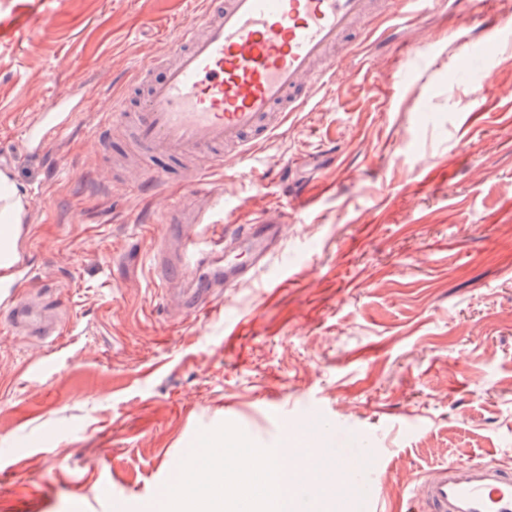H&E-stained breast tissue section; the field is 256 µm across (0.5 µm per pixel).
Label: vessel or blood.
<instances>
[{
	"label": "vessel or blood",
	"instance_id": "b4317fda",
	"mask_svg": "<svg viewBox=\"0 0 512 512\" xmlns=\"http://www.w3.org/2000/svg\"><path fill=\"white\" fill-rule=\"evenodd\" d=\"M379 5L380 0H211L168 39L154 69L131 73V83L146 89L138 111L109 107L100 115L97 136L108 141L114 127L132 124L141 149L183 161L187 186L204 183L223 169L225 154L250 160L292 113L304 111L332 83L340 62L336 48ZM167 183L160 167L138 172L139 193L157 194ZM196 221L218 225L212 246L186 234L178 264L157 260L155 273L164 296L171 280L184 282L176 310L197 318L266 265L283 226L267 215L245 224L225 222L219 195ZM240 248L249 253V262L237 261ZM219 258L224 269L215 270L213 287H193L200 268L213 267ZM0 303L30 321L41 336L52 332V316L32 315L15 289L0 290ZM374 461L364 447L337 450L331 465L343 477L338 495L376 502L370 479ZM414 494L427 512H512V468L491 462L443 465Z\"/></svg>",
	"mask_w": 512,
	"mask_h": 512
}]
</instances>
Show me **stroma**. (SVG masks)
<instances>
[{"label":"stroma","instance_id":"35a3bbf8","mask_svg":"<svg viewBox=\"0 0 512 512\" xmlns=\"http://www.w3.org/2000/svg\"><path fill=\"white\" fill-rule=\"evenodd\" d=\"M200 6L0 0V167L29 204L11 284L62 311L35 345L0 308V512H161L198 431L276 449L315 412L344 428L328 447L373 441L391 512L439 464L512 465V40L485 68L467 53L512 26V0L356 30L311 108L194 188L241 221L280 212L288 237L207 318L176 319L156 250L177 261L183 233L213 228L143 223L163 200L113 177L126 137L93 131L112 100L139 104L130 73ZM54 93L76 125L31 152Z\"/></svg>","mask_w":512,"mask_h":512}]
</instances>
